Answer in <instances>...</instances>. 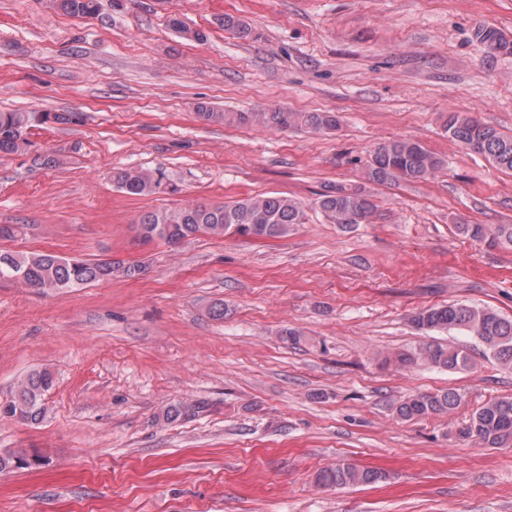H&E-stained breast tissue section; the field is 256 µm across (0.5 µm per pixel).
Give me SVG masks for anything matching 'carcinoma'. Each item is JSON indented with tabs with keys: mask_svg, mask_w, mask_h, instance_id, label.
<instances>
[{
	"mask_svg": "<svg viewBox=\"0 0 512 512\" xmlns=\"http://www.w3.org/2000/svg\"><path fill=\"white\" fill-rule=\"evenodd\" d=\"M56 8L75 17L100 15L101 0H57ZM220 24L235 31L241 39L252 37L249 24L225 15ZM474 36L487 55L492 43L512 46V40L494 27L481 25ZM200 119L218 125L255 123L270 129L300 128L314 133H329L339 128V119L332 112H288L275 108L251 115L247 112H224L205 104L197 106ZM36 112H0V153L23 154L31 141L23 131L39 128ZM448 138L465 148L485 156L496 167L512 171V135L476 119L466 112H450L444 123ZM443 161L422 143L396 139L381 146L369 163L368 180L382 183L392 179L428 180L442 169ZM117 187L129 195L146 196L161 192L163 174L137 168H125L113 174ZM319 207L333 223L344 227L367 224L374 205L362 192L342 186L329 187L319 199ZM305 212L300 202L286 197L258 194L232 204H188L177 209L147 211L140 215L137 226L147 242L163 241L176 245L197 234L214 237L250 236L275 239L288 235L291 228L304 223ZM459 234L473 240H489L492 245L512 246V224H458ZM141 267L123 270L105 260L73 259L50 252L7 254L0 250V280L13 281L43 293L72 287L77 278L85 284L112 279L117 273L135 277ZM413 325L425 332L458 331L481 347L482 355L512 370V319L492 309L463 303L429 307L416 312ZM401 369L429 365L451 372L470 370L475 360L460 344L431 340L410 351H400L387 358ZM52 386L46 371H33L20 381L14 393L26 407L24 420L36 423L43 412V397ZM456 392L417 393L397 400L393 409L397 417L410 421L437 414L451 415L461 404ZM208 409L202 399H188L165 406L156 416L158 423L171 424L196 417ZM460 437L482 447H512V399L502 398L485 403L459 430ZM383 478L381 472L338 463L320 471L317 483L322 487L347 488L373 484Z\"/></svg>",
	"mask_w": 512,
	"mask_h": 512,
	"instance_id": "1",
	"label": "carcinoma"
}]
</instances>
